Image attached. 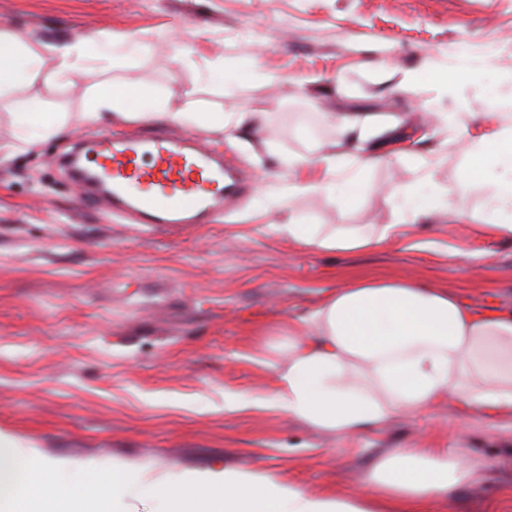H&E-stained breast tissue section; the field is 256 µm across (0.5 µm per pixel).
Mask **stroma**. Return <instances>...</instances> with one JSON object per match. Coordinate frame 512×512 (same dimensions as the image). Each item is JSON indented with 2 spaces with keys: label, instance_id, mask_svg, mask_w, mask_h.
Here are the masks:
<instances>
[{
  "label": "stroma",
  "instance_id": "35a3bbf8",
  "mask_svg": "<svg viewBox=\"0 0 512 512\" xmlns=\"http://www.w3.org/2000/svg\"><path fill=\"white\" fill-rule=\"evenodd\" d=\"M1 28L36 51L82 42L87 74L28 89L49 111H81L86 87L116 80L158 91L173 111L256 114L250 133H199L247 180L208 224L107 214L56 165L98 133L156 123L83 124L0 164V433L18 451L19 486L38 459L74 461L84 479L81 494L45 490L29 512H96L116 460L170 478L226 464L342 493L400 448L460 449L483 477L440 512H495L512 487L511 418L465 417L445 400L339 438L274 404L278 355L261 331L363 275L512 310V238L482 221L493 164L467 197L468 219L449 218L471 149L512 129V0H0ZM112 38L147 50L113 68ZM435 63L460 77L440 82ZM329 112L400 123L347 206L312 190L322 167L285 163L334 139ZM423 175L439 214L395 225L394 186ZM292 182L310 189L282 202ZM292 214L385 239L311 248L278 232Z\"/></svg>",
  "mask_w": 512,
  "mask_h": 512
}]
</instances>
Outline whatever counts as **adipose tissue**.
I'll use <instances>...</instances> for the list:
<instances>
[{
	"mask_svg": "<svg viewBox=\"0 0 512 512\" xmlns=\"http://www.w3.org/2000/svg\"><path fill=\"white\" fill-rule=\"evenodd\" d=\"M42 63L20 33L0 31V101L12 104L19 130L14 139L0 141V163L70 127L68 113L45 112L40 97L23 93ZM78 120L169 122L218 133L225 126L223 113L172 112L153 90L107 81L89 87ZM334 127L335 140L318 155L290 163L322 164L325 176L316 190L346 205L359 179L338 178V171L355 164L367 169L381 159L373 150L355 154L353 145L392 126L343 117ZM488 156L500 176L484 223L491 233L512 238V132L473 148V171L482 170ZM278 230L324 250L356 251L378 242L355 228L325 230L295 218ZM266 333L286 339L276 366L278 408L315 429L348 437L386 420L392 410L420 412L446 398L466 416H512V312L473 307L448 290L407 278H353L308 315ZM480 478L450 448L400 449L378 460L352 496L312 493L228 465L152 479L118 460L112 464V512H138L135 503L148 483L169 500L171 512H433L451 492Z\"/></svg>",
	"mask_w": 512,
	"mask_h": 512,
	"instance_id": "obj_1",
	"label": "adipose tissue"
}]
</instances>
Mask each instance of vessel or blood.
<instances>
[{"mask_svg":"<svg viewBox=\"0 0 512 512\" xmlns=\"http://www.w3.org/2000/svg\"><path fill=\"white\" fill-rule=\"evenodd\" d=\"M65 167L82 184L86 202L128 212L144 224H206L224 212V199L242 185L197 135L105 134Z\"/></svg>","mask_w":512,"mask_h":512,"instance_id":"b4317fda","label":"vessel or blood"}]
</instances>
